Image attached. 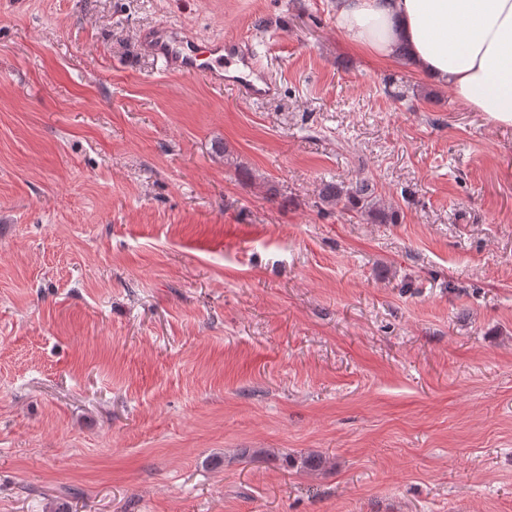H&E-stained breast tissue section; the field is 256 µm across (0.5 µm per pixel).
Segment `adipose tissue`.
Returning a JSON list of instances; mask_svg holds the SVG:
<instances>
[{"label":"adipose tissue","instance_id":"1","mask_svg":"<svg viewBox=\"0 0 512 512\" xmlns=\"http://www.w3.org/2000/svg\"><path fill=\"white\" fill-rule=\"evenodd\" d=\"M348 46L388 65L406 53L428 83L512 126V0H336Z\"/></svg>","mask_w":512,"mask_h":512}]
</instances>
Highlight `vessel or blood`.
<instances>
[{
    "instance_id": "1",
    "label": "vessel or blood",
    "mask_w": 512,
    "mask_h": 512,
    "mask_svg": "<svg viewBox=\"0 0 512 512\" xmlns=\"http://www.w3.org/2000/svg\"><path fill=\"white\" fill-rule=\"evenodd\" d=\"M144 49L164 62L167 71L207 75L215 84H234L249 101L275 96L276 82L257 58L252 46L242 39L219 38L201 44L181 30L161 27L144 31Z\"/></svg>"
}]
</instances>
